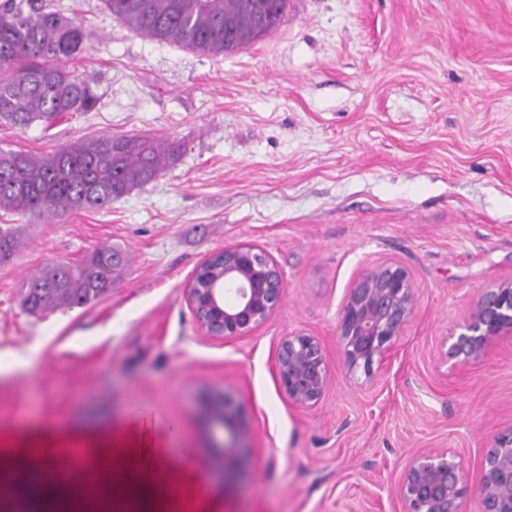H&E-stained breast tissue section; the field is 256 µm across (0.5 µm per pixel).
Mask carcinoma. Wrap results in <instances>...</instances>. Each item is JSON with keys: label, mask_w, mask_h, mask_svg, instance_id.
Masks as SVG:
<instances>
[{"label": "carcinoma", "mask_w": 512, "mask_h": 512, "mask_svg": "<svg viewBox=\"0 0 512 512\" xmlns=\"http://www.w3.org/2000/svg\"><path fill=\"white\" fill-rule=\"evenodd\" d=\"M128 28L145 37L220 56L257 41L245 0H103ZM87 33L46 0H0V124L50 128L74 112H90L98 95L68 67ZM182 145L147 136L104 134L46 154L0 149V209L59 218L77 209H107L161 176ZM17 249L0 228V264ZM127 264L104 243L76 263L58 262L23 285L31 313L82 307L106 296Z\"/></svg>", "instance_id": "cac0c4a2"}]
</instances>
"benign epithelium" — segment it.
Instances as JSON below:
<instances>
[{
  "label": "benign epithelium",
  "mask_w": 512,
  "mask_h": 512,
  "mask_svg": "<svg viewBox=\"0 0 512 512\" xmlns=\"http://www.w3.org/2000/svg\"><path fill=\"white\" fill-rule=\"evenodd\" d=\"M214 261L202 285L190 282L185 301L204 335L224 340L248 335L283 303L284 272L272 255L255 244H237L208 256ZM418 288L410 269L398 260L370 264L348 288L337 325L347 364L370 376L375 362L394 346L416 316ZM512 334V280L483 289L448 337V356L465 363L478 358L486 343ZM280 386L294 404L316 407L329 382L320 340L304 333L281 338L274 361ZM194 413L208 441L210 472L224 481L241 470L251 430L247 416L229 392L198 394ZM464 472L446 448H424L409 457L397 494L403 512H458L465 491ZM482 512H512V431L494 438L485 454L477 488Z\"/></svg>",
  "instance_id": "benign-epithelium-1"
}]
</instances>
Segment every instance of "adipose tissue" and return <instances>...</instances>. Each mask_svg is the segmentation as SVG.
<instances>
[{"instance_id": "adipose-tissue-1", "label": "adipose tissue", "mask_w": 512, "mask_h": 512, "mask_svg": "<svg viewBox=\"0 0 512 512\" xmlns=\"http://www.w3.org/2000/svg\"><path fill=\"white\" fill-rule=\"evenodd\" d=\"M58 450L51 444L37 449L35 461L42 471V487H64L80 492L85 486L98 485L110 495L123 498L133 494L157 501L165 491L168 463L153 448V436L143 431L137 448L115 455L95 454L80 471L72 473L57 463Z\"/></svg>"}]
</instances>
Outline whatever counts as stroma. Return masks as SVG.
Here are the masks:
<instances>
[{"mask_svg":"<svg viewBox=\"0 0 512 512\" xmlns=\"http://www.w3.org/2000/svg\"><path fill=\"white\" fill-rule=\"evenodd\" d=\"M81 23L75 74L94 111L52 129L0 125V149L45 154L103 134L184 143L165 173L104 209L64 220L0 210L19 242L0 264V471L32 475L26 441L95 453L136 447L143 428L171 462L173 512H401L409 454L445 448L467 475L512 430V334L459 366L448 337L481 289L512 279V0H290L272 35L208 56L128 29L102 0H52ZM242 242L284 271L281 308L254 333L213 341L184 299L212 252ZM109 243L128 257L111 292L44 314L24 282ZM397 259L419 289L414 320L375 364L351 371L338 341L346 292ZM320 339L329 386L288 400L274 372L283 336ZM233 393L251 427L233 482L200 481V391Z\"/></svg>","mask_w":512,"mask_h":512,"instance_id":"obj_1","label":"stroma"}]
</instances>
